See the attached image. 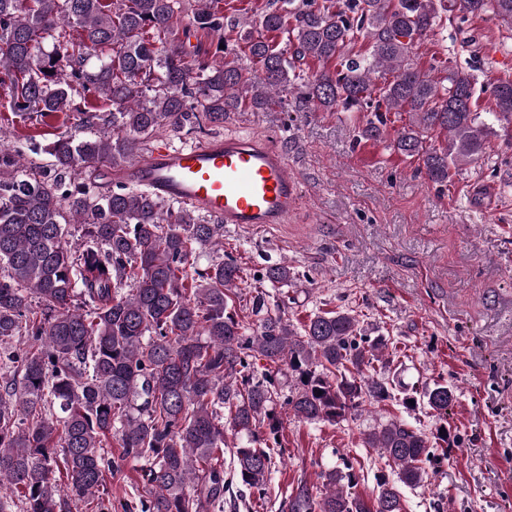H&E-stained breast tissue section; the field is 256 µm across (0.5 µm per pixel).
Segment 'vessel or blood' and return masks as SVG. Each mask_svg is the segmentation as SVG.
Masks as SVG:
<instances>
[{
    "mask_svg": "<svg viewBox=\"0 0 512 512\" xmlns=\"http://www.w3.org/2000/svg\"><path fill=\"white\" fill-rule=\"evenodd\" d=\"M126 176L157 196L238 227L287 223L301 201L286 154L256 137H216L181 148L160 144Z\"/></svg>",
    "mask_w": 512,
    "mask_h": 512,
    "instance_id": "obj_1",
    "label": "vessel or blood"
}]
</instances>
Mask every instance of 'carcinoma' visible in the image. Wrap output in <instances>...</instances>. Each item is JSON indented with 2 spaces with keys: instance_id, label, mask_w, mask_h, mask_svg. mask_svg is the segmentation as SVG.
I'll return each mask as SVG.
<instances>
[{
  "instance_id": "1",
  "label": "carcinoma",
  "mask_w": 512,
  "mask_h": 512,
  "mask_svg": "<svg viewBox=\"0 0 512 512\" xmlns=\"http://www.w3.org/2000/svg\"><path fill=\"white\" fill-rule=\"evenodd\" d=\"M219 3L0 0L4 110L72 115L79 130L42 148L45 164L0 144V488L12 487L0 512H112L114 502L122 512H224V449L240 483L265 493L279 406L339 424L395 399L435 418L430 433L397 416L363 432L389 468L375 476L373 503L352 492L361 474L345 462L317 492L298 482L287 512H402L401 488L430 483L457 441L454 389L436 382L396 397L388 339L363 334L355 310L320 311L296 328L286 303L257 289L242 298L232 257L192 266L197 251L223 244L224 225L140 188L96 193L81 179L124 166L161 129L205 134L224 113L264 112L284 93L312 112L367 113L361 140L383 135L386 113L409 112L393 148L446 187L494 125L512 127V79L493 82L494 108L479 112L475 69L448 57L434 78L412 67L413 48L450 15L512 27V0H269L228 26ZM227 27L259 68L226 57ZM278 31L283 49L265 38ZM200 32L210 47L191 43ZM309 59L336 69L307 71ZM96 94L105 106L80 107ZM69 224L101 248L70 244ZM294 278L286 262L264 275L282 287ZM129 459L138 483L114 499L105 476Z\"/></svg>"
}]
</instances>
